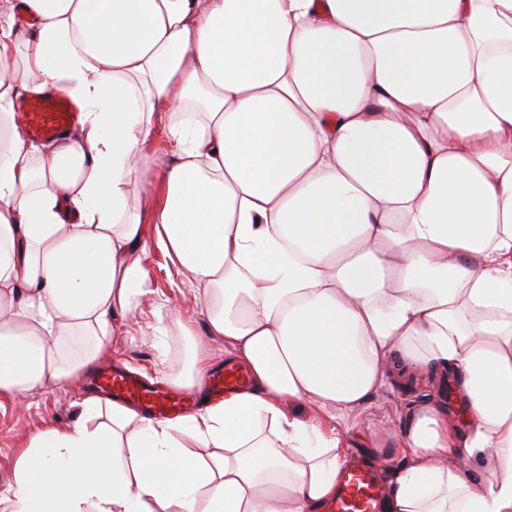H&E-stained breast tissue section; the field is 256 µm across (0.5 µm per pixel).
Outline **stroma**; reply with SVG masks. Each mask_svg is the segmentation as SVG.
Masks as SVG:
<instances>
[{
    "label": "stroma",
    "mask_w": 512,
    "mask_h": 512,
    "mask_svg": "<svg viewBox=\"0 0 512 512\" xmlns=\"http://www.w3.org/2000/svg\"><path fill=\"white\" fill-rule=\"evenodd\" d=\"M141 262L157 292L156 301L118 315L117 330L100 364L121 365L169 388L174 378L186 372L190 340L175 330L155 335L157 305L176 310L200 337L205 334L206 316L191 292L177 289L175 270L161 249L147 248ZM90 393V379L85 376L29 395L20 404L0 403V482L11 475L18 454L35 433L49 426L70 425L78 414L77 401ZM426 397L445 402L452 420L461 422L462 400L449 398L443 379L405 372L397 375L393 390L372 397L355 418L337 423L336 429L354 456L373 460L378 474H385L399 460L398 435L409 420L412 405Z\"/></svg>",
    "instance_id": "obj_1"
}]
</instances>
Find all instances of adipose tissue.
Segmentation results:
<instances>
[{"label": "adipose tissue", "instance_id": "adipose-tissue-1", "mask_svg": "<svg viewBox=\"0 0 512 512\" xmlns=\"http://www.w3.org/2000/svg\"><path fill=\"white\" fill-rule=\"evenodd\" d=\"M49 91L80 125L36 143L14 114ZM150 244L250 388L173 420L86 397L0 512H322L325 422L396 362L467 413L412 414L387 512H512V0H0V401L95 368ZM171 112L161 108L155 112L152 133L143 145V152L150 157L169 154L171 146L170 137Z\"/></svg>", "mask_w": 512, "mask_h": 512}]
</instances>
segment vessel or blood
<instances>
[{"mask_svg":"<svg viewBox=\"0 0 512 512\" xmlns=\"http://www.w3.org/2000/svg\"><path fill=\"white\" fill-rule=\"evenodd\" d=\"M80 109L70 97L47 93L26 101L17 119L33 139L55 141L79 122ZM99 385L126 403L143 406L159 418L180 415L189 405L186 394H170L124 372L106 367L98 377ZM385 495L375 471L360 463L348 468L340 489L328 503L327 512H384Z\"/></svg>","mask_w":512,"mask_h":512,"instance_id":"1","label":"vessel or blood"}]
</instances>
